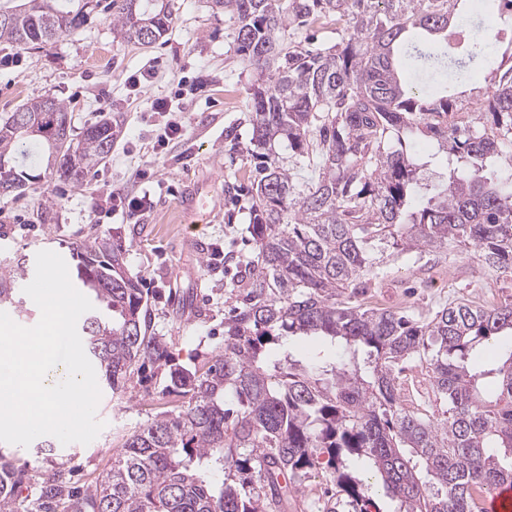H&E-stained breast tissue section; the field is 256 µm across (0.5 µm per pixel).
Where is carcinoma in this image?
I'll list each match as a JSON object with an SVG mask.
<instances>
[{
	"label": "carcinoma",
	"instance_id": "obj_1",
	"mask_svg": "<svg viewBox=\"0 0 512 512\" xmlns=\"http://www.w3.org/2000/svg\"><path fill=\"white\" fill-rule=\"evenodd\" d=\"M70 2L24 0L0 21V42L48 45L79 29L96 5ZM211 2L237 20L236 52L263 76L250 92L246 147L259 263L240 281L224 346L191 369L152 335L125 250L108 238L75 245L81 286L112 311L78 328L100 380L121 396L135 372L163 367L161 396L174 404L128 432L111 469L84 489L59 465L26 501L28 469L0 454V512H309L304 483L318 470L335 487L320 512H370L361 476L371 471L399 512H482L485 493L512 484V301L454 303L420 322L357 295L387 251L455 240L512 277V53L467 122L435 88L466 84L490 51L512 45V0H474L478 13L508 19L478 36L462 0ZM112 6L113 24L137 43L144 28L159 41L173 20L172 0ZM328 12L347 20L348 37L327 49L283 44L287 23ZM416 130L445 155L444 181L423 182L428 162L405 139ZM115 138L109 120L77 133L64 104L35 100L0 122V182L25 185L16 155L32 146L58 179L78 184ZM304 167L317 180L296 182ZM28 274L25 258L0 260V306L16 303ZM294 336L341 341L348 360L301 365L283 349ZM500 337L492 367H471ZM413 357L448 417L399 404V366Z\"/></svg>",
	"mask_w": 512,
	"mask_h": 512
}]
</instances>
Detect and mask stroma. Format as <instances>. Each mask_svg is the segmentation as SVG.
Masks as SVG:
<instances>
[{
	"label": "stroma",
	"instance_id": "obj_1",
	"mask_svg": "<svg viewBox=\"0 0 512 512\" xmlns=\"http://www.w3.org/2000/svg\"><path fill=\"white\" fill-rule=\"evenodd\" d=\"M109 0L78 30L40 48L0 42V120L27 103L52 98L67 105L75 128L105 118L118 136L110 156L74 185L44 176L20 194L0 196V258H35L51 250L76 270L70 247L94 238L115 237L126 251L127 267L152 290L151 326L177 362L205 360L224 334V315L235 301L239 275L258 261L248 232L251 164L242 155L251 136L248 90L255 71L234 49L235 21L214 13L209 0H174L168 34L149 46L126 42L113 28ZM347 33L336 14L322 15L314 27L288 25L281 39L291 46L328 48ZM149 72L140 89L129 76ZM179 107L182 134L155 149L167 121L153 111L154 99ZM239 186L236 203L224 196L225 184ZM125 198L149 196L138 216L104 206L93 211L103 191ZM209 194L217 209L211 222L193 228L181 210L188 193ZM224 257L213 260L215 249ZM373 308L405 309L428 318L443 306L465 301L489 306L512 300V277L485 269L473 247L458 242L427 253L416 263L388 257L379 279L358 297ZM165 372L150 369L134 376L124 398L103 390L97 417L105 427L90 444L56 445L51 459L35 449L13 446L11 453L41 476L51 462L64 464L74 481L94 482L112 466L128 430L159 412L156 397ZM429 414L446 415L419 359L398 378Z\"/></svg>",
	"mask_w": 512,
	"mask_h": 512
}]
</instances>
